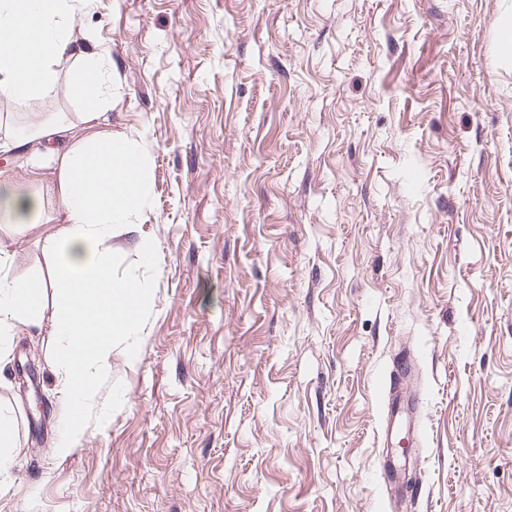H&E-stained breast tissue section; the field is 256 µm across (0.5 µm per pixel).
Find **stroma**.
I'll return each mask as SVG.
<instances>
[{
  "label": "stroma",
  "instance_id": "obj_1",
  "mask_svg": "<svg viewBox=\"0 0 512 512\" xmlns=\"http://www.w3.org/2000/svg\"><path fill=\"white\" fill-rule=\"evenodd\" d=\"M512 0H91L114 135L146 158L112 277L150 289L64 456L46 307L0 374V512H512ZM61 85L8 117L65 114ZM45 274L43 238L5 239ZM422 455L382 448L402 358ZM15 431L6 419L0 416V472L7 471L12 465L11 448L14 447Z\"/></svg>",
  "mask_w": 512,
  "mask_h": 512
}]
</instances>
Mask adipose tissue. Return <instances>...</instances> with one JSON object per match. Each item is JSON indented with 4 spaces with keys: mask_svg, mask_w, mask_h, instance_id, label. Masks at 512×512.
<instances>
[{
    "mask_svg": "<svg viewBox=\"0 0 512 512\" xmlns=\"http://www.w3.org/2000/svg\"><path fill=\"white\" fill-rule=\"evenodd\" d=\"M77 9V0H0L1 98L21 101L59 88L58 66L70 51L66 24ZM77 59L80 70L70 89L87 103L84 121L92 132L78 139L65 121L32 122L26 140L36 149L28 175L39 188L20 194L0 186V229L7 235L34 234L43 221L62 223L52 237L49 277L14 280L13 255L0 245L1 337L20 326L41 327L46 291L56 289L55 327L65 343L55 357L66 364L69 385L64 431L54 447L58 455L67 454L83 434L88 366L110 367L114 338L137 330L150 294L143 281L113 280L105 253L113 227L132 236L146 261L155 255L132 221L144 197L142 159L129 141L99 125L95 104L108 82L99 52L82 51ZM47 158L58 160L59 169L54 184L45 186Z\"/></svg>",
    "mask_w": 512,
    "mask_h": 512,
    "instance_id": "adipose-tissue-1",
    "label": "adipose tissue"
}]
</instances>
